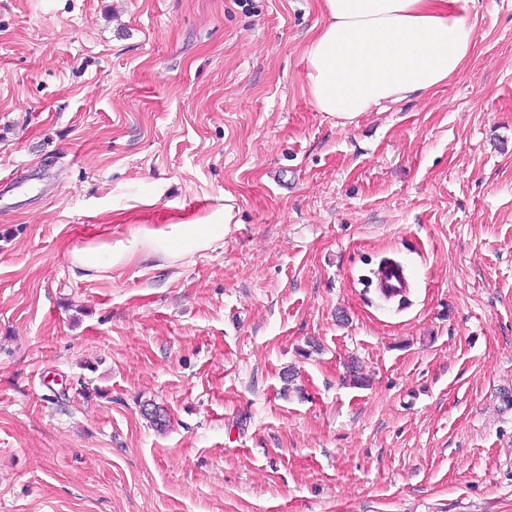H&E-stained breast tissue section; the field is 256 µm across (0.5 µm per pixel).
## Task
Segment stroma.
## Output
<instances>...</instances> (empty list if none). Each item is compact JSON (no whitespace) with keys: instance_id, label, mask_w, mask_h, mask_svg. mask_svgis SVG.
Masks as SVG:
<instances>
[{"instance_id":"stroma-1","label":"stroma","mask_w":512,"mask_h":512,"mask_svg":"<svg viewBox=\"0 0 512 512\" xmlns=\"http://www.w3.org/2000/svg\"><path fill=\"white\" fill-rule=\"evenodd\" d=\"M468 18L343 126L317 0H0V512H512V0ZM228 192L209 248L74 273ZM376 286L379 292L402 297L406 294L410 284L409 278L403 268L391 266L383 270Z\"/></svg>"}]
</instances>
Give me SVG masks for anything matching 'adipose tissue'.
<instances>
[{"label": "adipose tissue", "mask_w": 512, "mask_h": 512, "mask_svg": "<svg viewBox=\"0 0 512 512\" xmlns=\"http://www.w3.org/2000/svg\"><path fill=\"white\" fill-rule=\"evenodd\" d=\"M467 0H318L324 22L305 49V90L316 111L349 123L371 108L424 97L463 70L474 46ZM224 232L211 222H179L115 246L74 251L82 272L120 256L168 261L205 248Z\"/></svg>", "instance_id": "1"}]
</instances>
